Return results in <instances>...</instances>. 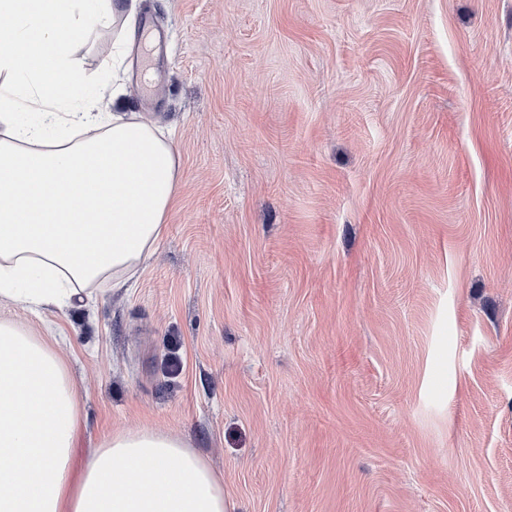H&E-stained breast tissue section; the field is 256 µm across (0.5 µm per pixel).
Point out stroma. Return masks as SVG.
<instances>
[{"label": "stroma", "instance_id": "35a3bbf8", "mask_svg": "<svg viewBox=\"0 0 512 512\" xmlns=\"http://www.w3.org/2000/svg\"><path fill=\"white\" fill-rule=\"evenodd\" d=\"M121 109L180 177L53 337L82 446L186 441L237 512H512V0H134Z\"/></svg>", "mask_w": 512, "mask_h": 512}]
</instances>
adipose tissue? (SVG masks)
Instances as JSON below:
<instances>
[{"mask_svg":"<svg viewBox=\"0 0 512 512\" xmlns=\"http://www.w3.org/2000/svg\"><path fill=\"white\" fill-rule=\"evenodd\" d=\"M127 0H0V303L61 308L126 285L153 254L179 183L148 120L96 98L76 48ZM81 394L36 330L0 321V512H236L207 460L151 429L85 451Z\"/></svg>","mask_w":512,"mask_h":512,"instance_id":"adipose-tissue-1","label":"adipose tissue"}]
</instances>
